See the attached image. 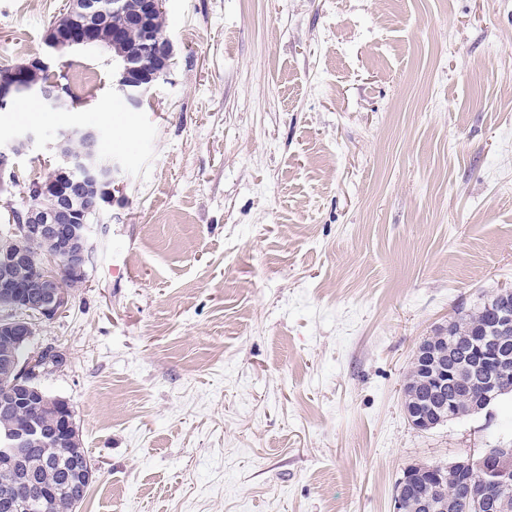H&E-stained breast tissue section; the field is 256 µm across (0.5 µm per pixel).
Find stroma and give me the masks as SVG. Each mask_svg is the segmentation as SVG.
<instances>
[{
	"label": "stroma",
	"mask_w": 512,
	"mask_h": 512,
	"mask_svg": "<svg viewBox=\"0 0 512 512\" xmlns=\"http://www.w3.org/2000/svg\"><path fill=\"white\" fill-rule=\"evenodd\" d=\"M67 0H0V68ZM170 74L128 111L74 52L121 161L83 287L36 346L98 468L79 512H395L416 463L512 442V398L420 431L401 387L459 308L512 287V0H165ZM13 156L0 224L53 169Z\"/></svg>",
	"instance_id": "1"
}]
</instances>
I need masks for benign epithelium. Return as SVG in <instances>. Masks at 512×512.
<instances>
[{
  "label": "benign epithelium",
  "mask_w": 512,
  "mask_h": 512,
  "mask_svg": "<svg viewBox=\"0 0 512 512\" xmlns=\"http://www.w3.org/2000/svg\"><path fill=\"white\" fill-rule=\"evenodd\" d=\"M165 0H141L136 13L128 18L127 26L139 30L142 39L131 47L120 29H112V36L105 40L96 24L103 14L97 0H70V5L54 21L48 36L45 57L19 63L0 77V108L4 109L15 97L34 94L49 112H60L74 104L66 84L60 81L45 83L42 71L60 65L64 51L105 50L120 57L112 94L129 108L140 107L145 95L167 74L171 65L172 44L169 39L158 38L155 23L164 16ZM34 132L17 135L8 145L0 146V186L13 181L10 170L11 156L31 144ZM99 133L91 126L78 130L61 128L54 134V145L62 154L56 168L41 181L29 186L26 194L38 201L49 197L53 206L46 208L33 204L24 210L12 211L13 226L10 233L20 241L40 244L31 251L23 246L8 247L0 251V293L6 295L8 304L0 307V335L6 339L0 353V364L14 375V379L0 384V415H9L34 396H43L40 379L68 362L67 354L56 346H45L26 354L39 325L62 314L68 306L70 289L66 278H86V267L92 251L91 225L86 221L90 214H97L114 199L115 173L121 162L108 164L98 160ZM512 359L507 349L491 336L477 343L479 366H501ZM413 361L426 366L440 367L438 374L425 383L431 392L441 395L448 386V350L434 342L422 339ZM404 411L408 422L419 430H427L435 421L452 416L454 403L444 402L438 407L403 396ZM60 431L47 433L34 421L18 420L0 433V466L14 470L33 452L30 444L43 439L59 446L66 443V435L75 429L72 416H60ZM460 474L467 477L475 469L480 472L482 485L479 496L464 508L477 512H491L500 499L512 489V447L499 444L482 448L476 457L459 462ZM98 467L87 460L80 463L83 474L80 495L95 481ZM441 483L440 474L430 482L408 467L398 481L395 494L396 512H404L405 498L415 497L425 512L436 507L432 493ZM55 490L44 486L35 477L25 473L12 483L0 486V512H39L41 506Z\"/></svg>",
  "instance_id": "obj_1"
}]
</instances>
